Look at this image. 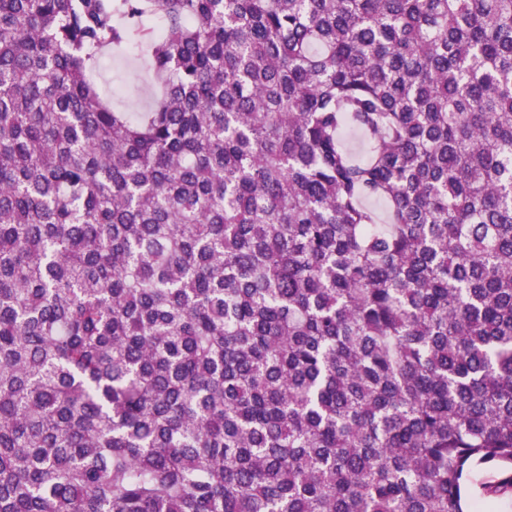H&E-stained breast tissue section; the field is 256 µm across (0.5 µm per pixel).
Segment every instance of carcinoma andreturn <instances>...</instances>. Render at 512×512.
<instances>
[{
  "instance_id": "cac0c4a2",
  "label": "carcinoma",
  "mask_w": 512,
  "mask_h": 512,
  "mask_svg": "<svg viewBox=\"0 0 512 512\" xmlns=\"http://www.w3.org/2000/svg\"><path fill=\"white\" fill-rule=\"evenodd\" d=\"M488 498L512 0H0V512ZM97 83L114 106L132 116L144 112L151 99L153 84L147 48L136 45L126 55L105 58Z\"/></svg>"
}]
</instances>
